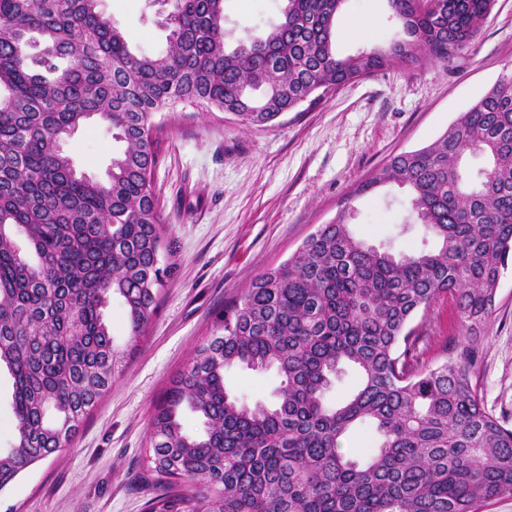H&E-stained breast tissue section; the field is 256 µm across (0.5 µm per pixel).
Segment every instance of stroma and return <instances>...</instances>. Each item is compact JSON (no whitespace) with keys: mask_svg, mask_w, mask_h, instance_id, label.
I'll list each match as a JSON object with an SVG mask.
<instances>
[{"mask_svg":"<svg viewBox=\"0 0 512 512\" xmlns=\"http://www.w3.org/2000/svg\"><path fill=\"white\" fill-rule=\"evenodd\" d=\"M283 0H224L233 37L269 31ZM133 53L168 46L153 0H101ZM362 19L363 36L345 34ZM339 55L387 43L399 27L387 0H345L335 23ZM512 73V0H495L473 40L445 62L427 60L370 75L282 114L264 128H246L222 112L180 102L158 112L154 187L173 271L124 372L91 411L67 447L33 464L0 491V512H145L156 491L143 468L149 420L193 351L217 334L226 303L268 268L288 260L320 225L346 213L353 235L393 254L434 249L413 221L407 188L356 187L391 156L429 145L506 74ZM63 148L74 167L105 178L124 142L95 121ZM432 365L446 361L465 329L442 299L412 322ZM471 370L486 407L512 427V263L494 308L478 329ZM227 389L248 403H271L275 371H226Z\"/></svg>","mask_w":512,"mask_h":512,"instance_id":"stroma-1","label":"stroma"}]
</instances>
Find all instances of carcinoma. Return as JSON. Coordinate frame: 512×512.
<instances>
[{
  "label": "carcinoma",
  "instance_id": "obj_1",
  "mask_svg": "<svg viewBox=\"0 0 512 512\" xmlns=\"http://www.w3.org/2000/svg\"><path fill=\"white\" fill-rule=\"evenodd\" d=\"M268 33L226 50L224 0H176L167 51L131 52L98 0H0V368L12 378L16 445L0 454V490L63 450V432L111 389L170 274L151 184L154 114L178 102L272 124L314 89L419 61L470 42L494 0H387L404 37L357 56L333 47L344 0H284ZM36 33L43 55L20 48ZM125 142L107 179L79 173L63 140L92 120ZM478 148L471 181L458 160ZM411 194L433 251L399 257L366 246L341 212L224 309L151 417L145 465L163 494L149 512H480L512 495V427L484 406L470 369L473 334L492 313L512 255V75L433 144L392 156L364 181ZM23 232L29 251L14 235ZM448 297L467 336L437 366L422 362L411 322ZM122 301L128 341L104 310ZM360 373L329 405L340 364ZM274 369L271 404L229 392L226 369ZM189 410L202 429L189 432ZM375 427L364 460L341 451Z\"/></svg>",
  "mask_w": 512,
  "mask_h": 512
}]
</instances>
